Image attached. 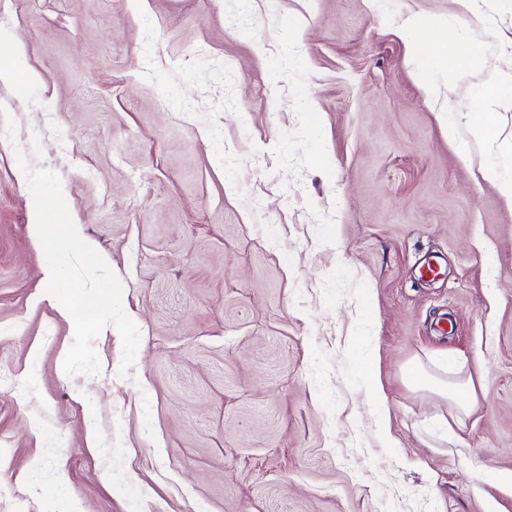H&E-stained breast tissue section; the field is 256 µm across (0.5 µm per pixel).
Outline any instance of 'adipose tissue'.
<instances>
[{
    "mask_svg": "<svg viewBox=\"0 0 512 512\" xmlns=\"http://www.w3.org/2000/svg\"><path fill=\"white\" fill-rule=\"evenodd\" d=\"M457 16L470 29L483 30V38L467 39L463 45L461 63L472 76L481 80L479 85L482 106L471 115L472 130L485 140L495 139L499 130L498 104L512 100V85L500 82L488 67L487 38L493 37L484 15L478 10L476 0H452ZM407 383L421 387L450 400L460 413H468L473 406V387L470 379L461 376L455 366L441 363L436 372H429L422 364H410L405 372Z\"/></svg>",
    "mask_w": 512,
    "mask_h": 512,
    "instance_id": "obj_1",
    "label": "adipose tissue"
}]
</instances>
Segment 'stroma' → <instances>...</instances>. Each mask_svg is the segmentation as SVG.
<instances>
[{"label": "stroma", "mask_w": 512, "mask_h": 512, "mask_svg": "<svg viewBox=\"0 0 512 512\" xmlns=\"http://www.w3.org/2000/svg\"><path fill=\"white\" fill-rule=\"evenodd\" d=\"M482 8L510 84L512 13ZM0 11V53L34 78L0 82V512H50L57 483L85 512H512V209L480 176L512 172V103L475 140L474 78L452 92L435 69L428 97L402 34L417 16L464 40L450 0ZM19 147L123 282L127 376L112 325L96 375L62 368L74 323L45 292ZM446 357L469 413L405 380Z\"/></svg>", "instance_id": "obj_1"}]
</instances>
